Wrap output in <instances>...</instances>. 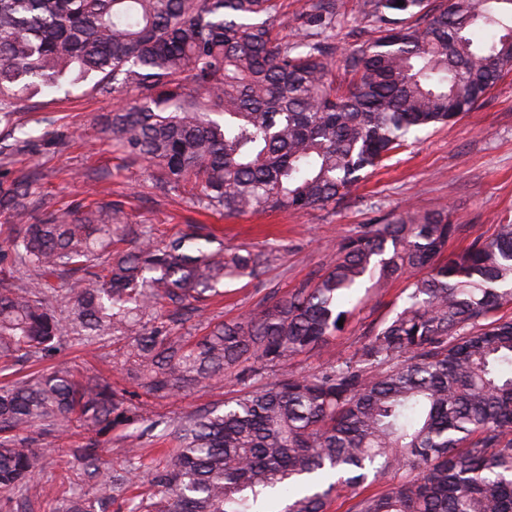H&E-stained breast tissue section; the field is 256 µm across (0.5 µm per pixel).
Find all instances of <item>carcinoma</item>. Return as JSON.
Masks as SVG:
<instances>
[{
	"instance_id": "1",
	"label": "carcinoma",
	"mask_w": 512,
	"mask_h": 512,
	"mask_svg": "<svg viewBox=\"0 0 512 512\" xmlns=\"http://www.w3.org/2000/svg\"><path fill=\"white\" fill-rule=\"evenodd\" d=\"M426 7L364 0L373 36L349 50L344 85L322 38L336 0H311L294 43L274 34L292 22L276 0H0V158L66 149L67 133L36 138L15 113L44 88L91 79L102 96L136 92L99 133L199 208L323 207L412 129L460 120L512 71V0ZM476 28L492 36L477 41ZM35 181L31 169L0 178V362L109 341L160 398L231 369L244 384L173 421L170 462L131 512H329L348 490L349 512H512V316L501 314L512 222L459 253L448 252L460 227L445 209L369 224L312 283L180 344L158 324L167 307L198 312L224 279L259 278L274 254H228L203 224L161 240L122 223L117 203L60 209ZM399 278L408 293L353 353L251 384L340 332L366 280L383 290ZM128 421L112 382L63 364L1 385L0 495L29 496L40 439L62 425L95 432L74 456L101 474L98 436ZM370 475L393 481L360 492ZM116 489L102 480L92 499L71 489L58 512H94Z\"/></svg>"
}]
</instances>
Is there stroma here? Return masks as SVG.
Masks as SVG:
<instances>
[{
  "instance_id": "35a3bbf8",
  "label": "stroma",
  "mask_w": 512,
  "mask_h": 512,
  "mask_svg": "<svg viewBox=\"0 0 512 512\" xmlns=\"http://www.w3.org/2000/svg\"><path fill=\"white\" fill-rule=\"evenodd\" d=\"M336 9L331 39L338 47L334 64L340 74L346 52L368 39L370 26L362 13V0H336ZM116 104L112 97L92 93L86 82L69 92H50L25 103L17 114L20 123L34 128L48 116L56 127L74 137L73 146L62 153L33 157L42 173L40 190L65 205L90 192L88 173L106 170L110 178L105 187L112 201L120 202L129 222L152 224L165 236L175 235L198 218L187 194L160 188L147 170L127 165L121 149L92 130ZM442 208L447 209L450 223L462 227L448 245L452 251L466 246L477 234H493L495 224L512 221V72L460 121L412 132L406 147L335 202L306 212L207 216V223L219 229L218 239L225 250H271L276 259L260 278L225 280L220 296L207 303L202 315L184 316L172 333L190 341L202 336L206 323L236 319L288 296L323 273L339 237L356 234L364 225L385 224L409 210L423 215ZM406 286L400 279L384 292L362 293L342 332L324 347L297 356L284 370L306 373L334 361L337 355L353 353L375 323L405 295ZM57 358L84 375L111 376L113 386L129 392L130 408L144 426L154 421L168 423L186 412L224 402L241 388L236 375L228 374L215 386L189 388L173 398H153L138 386L133 368L125 365L117 346H75L62 350ZM284 370L271 368L267 375L273 378ZM125 431V426L117 425L102 437L105 473L124 481L112 502L103 504V512H128L131 499L148 498L151 473L166 463L174 446L171 435L162 432L144 439L138 479L132 482L127 478L128 463L121 447ZM84 442L79 430L63 438L44 437V467L35 485L66 476L79 480L86 492H93V481L79 477L73 457L74 449Z\"/></svg>"
}]
</instances>
